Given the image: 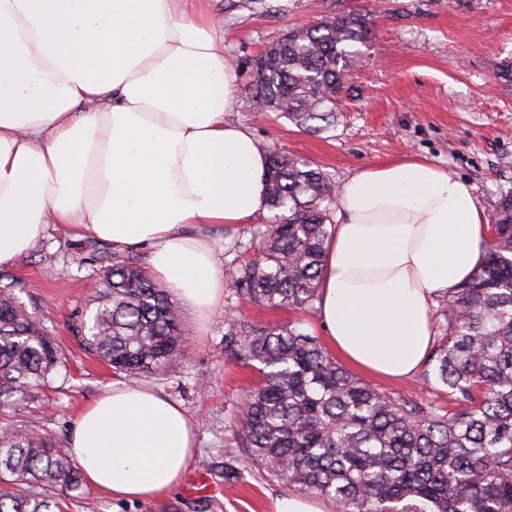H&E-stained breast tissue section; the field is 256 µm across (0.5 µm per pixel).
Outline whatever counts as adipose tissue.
Returning <instances> with one entry per match:
<instances>
[{
    "mask_svg": "<svg viewBox=\"0 0 512 512\" xmlns=\"http://www.w3.org/2000/svg\"><path fill=\"white\" fill-rule=\"evenodd\" d=\"M199 0H0V266L49 224L114 249L149 248L152 275L200 326L224 268L190 228L265 211L267 155L245 127L224 29ZM325 245L318 320L352 368L413 376L433 308L484 261L491 224L473 187L408 158L346 179ZM67 452L117 500L176 489L196 455L187 412L118 383L74 418Z\"/></svg>",
    "mask_w": 512,
    "mask_h": 512,
    "instance_id": "ef3b65f1",
    "label": "adipose tissue"
}]
</instances>
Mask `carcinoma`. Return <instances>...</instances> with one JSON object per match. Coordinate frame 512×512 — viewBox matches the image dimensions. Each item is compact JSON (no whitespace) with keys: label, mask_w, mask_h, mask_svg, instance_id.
Masks as SVG:
<instances>
[{"label":"carcinoma","mask_w":512,"mask_h":512,"mask_svg":"<svg viewBox=\"0 0 512 512\" xmlns=\"http://www.w3.org/2000/svg\"><path fill=\"white\" fill-rule=\"evenodd\" d=\"M368 17L348 12L288 32L255 69L247 102L276 103L295 124L326 117L349 79ZM270 222L250 229L232 264V292L253 305L315 312L330 207L338 186L315 163L267 151ZM84 350L117 373L155 374L183 349L181 312L133 255L114 256L96 280ZM0 273V409L13 408L66 369L41 319ZM444 335L428 359L455 411L403 401L363 382L319 337L296 328L229 320L224 345L260 364L232 427L270 477L334 500L341 512H512V203L497 209L484 264L452 295ZM82 471L44 437L0 429V512H63Z\"/></svg>","instance_id":"carcinoma-1"}]
</instances>
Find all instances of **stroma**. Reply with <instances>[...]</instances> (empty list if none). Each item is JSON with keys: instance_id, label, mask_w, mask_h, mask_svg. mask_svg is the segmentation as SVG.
Wrapping results in <instances>:
<instances>
[{"instance_id": "stroma-1", "label": "stroma", "mask_w": 512, "mask_h": 512, "mask_svg": "<svg viewBox=\"0 0 512 512\" xmlns=\"http://www.w3.org/2000/svg\"><path fill=\"white\" fill-rule=\"evenodd\" d=\"M224 20V54L237 68L236 91L252 90V64L292 27L359 9L372 19V35L326 120L300 127L279 112L257 116L241 107L230 122L248 128L263 149L275 148L316 163L336 183L360 169L416 156L472 185L488 214L512 195V85L499 76L512 60V0H203ZM112 244L49 224L35 245L7 272L18 295L43 319L68 357L33 401L7 419L17 434L39 433L65 447L77 411L122 382V375L86 353L74 325L90 307V281L111 263ZM262 326H296L319 334L316 317L288 308H261L225 294L224 309L207 329L183 312L184 352L165 372L144 375L198 422L192 468L222 487L214 497L177 489L163 497L127 502L91 486L68 496V512H272L292 489L270 479L237 448L230 418L259 380L224 348L228 314ZM374 387L401 400L447 405L448 389L423 374Z\"/></svg>"}]
</instances>
